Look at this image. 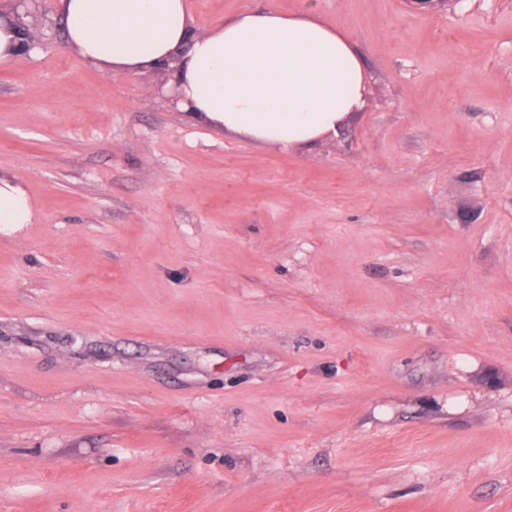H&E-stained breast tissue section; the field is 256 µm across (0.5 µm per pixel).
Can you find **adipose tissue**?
Masks as SVG:
<instances>
[{"label":"adipose tissue","mask_w":512,"mask_h":512,"mask_svg":"<svg viewBox=\"0 0 512 512\" xmlns=\"http://www.w3.org/2000/svg\"><path fill=\"white\" fill-rule=\"evenodd\" d=\"M67 43L114 74L175 67L194 118L289 147L336 131L361 105L360 55L315 10L246 11L196 32L187 0H53ZM35 219L25 189L0 178V224Z\"/></svg>","instance_id":"obj_1"}]
</instances>
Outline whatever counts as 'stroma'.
<instances>
[{"mask_svg":"<svg viewBox=\"0 0 512 512\" xmlns=\"http://www.w3.org/2000/svg\"><path fill=\"white\" fill-rule=\"evenodd\" d=\"M320 17L366 74L282 148L48 15L0 65V512H512V0ZM35 219L25 189L8 178H0V224H31Z\"/></svg>","mask_w":512,"mask_h":512,"instance_id":"35a3bbf8","label":"stroma"}]
</instances>
